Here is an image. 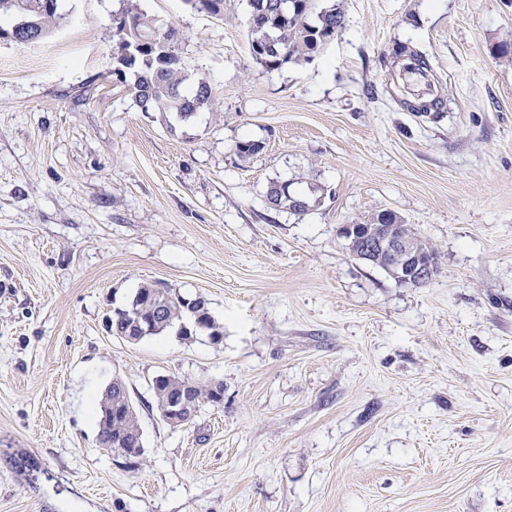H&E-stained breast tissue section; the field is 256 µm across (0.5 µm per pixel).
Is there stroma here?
Masks as SVG:
<instances>
[{"label":"stroma","mask_w":512,"mask_h":512,"mask_svg":"<svg viewBox=\"0 0 512 512\" xmlns=\"http://www.w3.org/2000/svg\"><path fill=\"white\" fill-rule=\"evenodd\" d=\"M139 4L212 111L144 112L113 84L121 0H59L48 38L0 40V512H512V0H343L316 58L273 72L245 0ZM398 41L443 117L392 96ZM284 181L321 204L270 208ZM382 211L436 252L426 286L339 236ZM147 283L203 298L220 341L112 335ZM117 375L138 457L99 445ZM160 375L223 401L170 426Z\"/></svg>","instance_id":"stroma-1"}]
</instances>
